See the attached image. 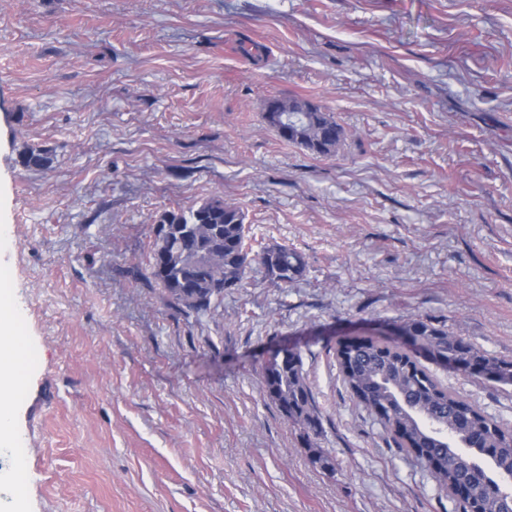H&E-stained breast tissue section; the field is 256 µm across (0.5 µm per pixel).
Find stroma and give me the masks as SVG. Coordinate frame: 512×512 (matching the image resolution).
Wrapping results in <instances>:
<instances>
[{
    "label": "stroma",
    "instance_id": "stroma-1",
    "mask_svg": "<svg viewBox=\"0 0 512 512\" xmlns=\"http://www.w3.org/2000/svg\"><path fill=\"white\" fill-rule=\"evenodd\" d=\"M288 96L333 113L337 153L267 125ZM213 196L306 267L252 264L188 315L146 255ZM0 297L28 348L0 512H455L334 349L429 316L512 361V0H0ZM281 345L311 449L262 391ZM430 370L512 428V385Z\"/></svg>",
    "mask_w": 512,
    "mask_h": 512
}]
</instances>
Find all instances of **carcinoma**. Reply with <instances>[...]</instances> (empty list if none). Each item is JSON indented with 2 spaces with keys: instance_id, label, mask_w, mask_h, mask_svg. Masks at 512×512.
Wrapping results in <instances>:
<instances>
[{
  "instance_id": "1",
  "label": "carcinoma",
  "mask_w": 512,
  "mask_h": 512,
  "mask_svg": "<svg viewBox=\"0 0 512 512\" xmlns=\"http://www.w3.org/2000/svg\"><path fill=\"white\" fill-rule=\"evenodd\" d=\"M288 126L277 134L311 154L331 155L344 139L334 116L311 101L288 97ZM158 222L168 225L164 240L153 238L147 265L151 279L179 308L205 312L224 289L236 287L251 265L245 214L220 197L205 199L188 209L166 210ZM257 263L270 278L292 283L305 271V262L282 245L263 248ZM405 328L422 338L439 357L480 365L503 384H512V361H504L464 339L448 335L430 318H416ZM271 358L278 368L262 375V389L282 414L300 426L307 447L320 435L315 398L303 372L300 354L288 350ZM336 360L344 384L357 404L382 424L401 450L430 468L438 487L448 493L467 491L463 512H512V500L500 484L456 446L498 449L496 469L512 477V430L474 404L442 387L421 364H409L399 353L374 341L346 347Z\"/></svg>"
}]
</instances>
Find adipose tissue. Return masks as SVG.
Masks as SVG:
<instances>
[{"label":"adipose tissue","instance_id":"adipose-tissue-1","mask_svg":"<svg viewBox=\"0 0 512 512\" xmlns=\"http://www.w3.org/2000/svg\"><path fill=\"white\" fill-rule=\"evenodd\" d=\"M17 325L14 310L0 302V447L4 449L16 444L13 396L26 375V341Z\"/></svg>","mask_w":512,"mask_h":512}]
</instances>
